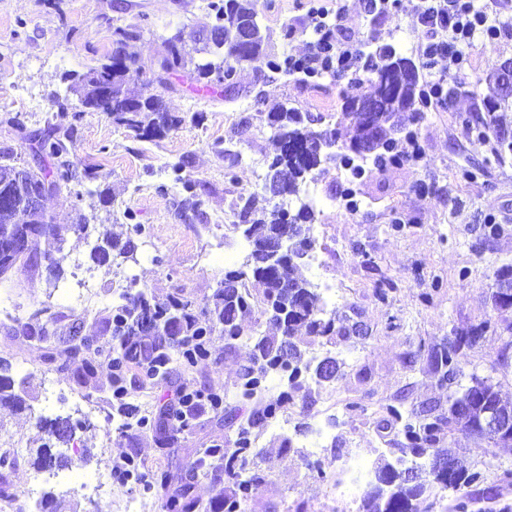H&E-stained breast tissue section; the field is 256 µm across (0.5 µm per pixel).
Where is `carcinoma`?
Instances as JSON below:
<instances>
[{"label": "carcinoma", "mask_w": 512, "mask_h": 512, "mask_svg": "<svg viewBox=\"0 0 512 512\" xmlns=\"http://www.w3.org/2000/svg\"><path fill=\"white\" fill-rule=\"evenodd\" d=\"M224 40L204 42L189 53L178 45V38L166 39V53L157 60L160 72L168 74L183 68L206 79L212 75L221 79L233 72L225 64V57L235 56V62L242 64L259 55L266 46V35L261 31L254 0H224ZM356 52L362 65L353 73L354 81L363 86L374 87L371 94L362 93L346 101L336 124L346 125L349 139L336 146V153L326 154L327 143L337 139L336 129L326 126L317 130L310 127V119L294 108L279 107L267 115V124L273 130L275 150L268 165L266 181L277 183V187L288 191V197L280 200L262 217L253 218L255 200H245L239 218L246 228L243 231L248 253L238 267L224 273L214 296L212 307L199 317L192 313L189 303L171 297L164 301L155 300L146 289L136 292L125 291L119 295V303L112 307L102 319L103 332L109 341L100 343L93 336L83 335V326L76 318L61 325L53 320L38 334V339L52 344L60 341L64 348L58 355L65 360L82 357L77 370L78 379L89 382L96 375L97 360L102 359L109 368L108 389L116 395H124L126 372L132 365L140 368L149 379L167 378L169 365L179 363L192 367L209 354L207 336L214 328L224 331L228 345L250 347V365L247 366L236 385L233 398L238 402L257 399L266 390L267 377L274 373L279 376L280 390L277 396L255 410L240 426L232 448L195 449L196 458L190 463L188 476L207 477L216 469L235 484L233 492L224 495V510L213 512H241L242 504L258 487L261 477L247 471L246 462L254 448L250 430L268 425L276 419L278 412L295 399L301 383L312 379L317 383L336 379L340 363L327 356L312 364L300 363V352L292 341L296 330L307 329L313 336H328L335 332V317L328 313L326 305L313 285L306 279L294 276L297 257L292 255L280 262H268L267 250L274 241L288 244L310 239L309 223L314 219V206L299 196L300 185L312 180L321 172L327 158H336L351 170L357 179L365 173V164L376 168L399 166L403 158L393 153L396 139L383 135L377 141L369 140L367 123L376 127L386 126L393 130L400 112H416L421 101L419 74L415 63L408 57L397 54L389 45L370 50V44L361 42ZM130 74L103 64L90 69L80 76L73 90L84 97L86 105L100 109V93L104 86L112 85L122 95V104L112 108L109 115L112 122L132 131L139 138L162 135L177 126L181 119L168 112L162 98L128 96L123 86ZM488 94L482 99V107L474 110L470 119L475 130L484 137L494 139L495 151L503 156L512 153V148L503 144L500 130L506 128L504 116L499 110L512 104V95L501 94L498 86L486 79ZM72 133L60 132L47 124L38 142V149L52 159L48 166L35 171L28 169L24 178L16 172L23 168L17 163L13 150L0 152V281L11 278L13 265L19 256L16 246L27 245L34 252L35 260L26 265L34 273L45 269L46 281L57 284L61 280L62 263L65 256L55 257L40 251L43 238L61 239L62 227L46 218L42 209L30 203L31 187L44 183L49 190L56 191L61 184L92 179L93 172L78 170L70 157L67 143ZM298 147L295 155L284 154L285 144ZM101 244L94 248V258L101 264L118 255L127 260L136 256V246L128 239L121 242L104 229L99 232ZM254 279L263 284L262 297L254 298L248 282ZM269 316L281 330V339L245 334L240 314L254 309ZM473 343L470 336L456 333L436 355L437 368L443 370L442 378L458 375L457 355L459 350ZM477 387L466 396L468 418L462 419L449 409L444 415L417 412L403 405H387L385 411L389 420L397 427V433L417 455L428 456V464L417 466V474L409 478L403 470V461L385 463L374 470L373 479L363 498V512H429L427 492L434 485L443 490H458L462 487L478 486L483 475L470 471L452 449L445 446L447 436L455 431H467L483 436L494 444H512V434L485 436L479 430L478 418L482 410L500 404H512L502 400L496 386L486 380L475 378ZM200 394L185 391L178 406L168 413H160L155 425L158 442L169 446L177 441V434L189 426V420L198 413ZM0 404L22 405V399L14 392L13 380L0 375ZM39 429L59 440L72 438L74 426L70 418L57 417L41 419ZM451 454L452 473L437 467L436 459L441 454ZM159 489L162 491L165 512H196L198 501L192 495L193 486L188 483H173V478L160 475Z\"/></svg>", "instance_id": "1"}]
</instances>
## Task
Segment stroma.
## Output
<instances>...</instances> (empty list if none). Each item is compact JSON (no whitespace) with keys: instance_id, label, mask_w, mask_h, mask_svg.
<instances>
[{"instance_id":"35a3bbf8","label":"stroma","mask_w":512,"mask_h":512,"mask_svg":"<svg viewBox=\"0 0 512 512\" xmlns=\"http://www.w3.org/2000/svg\"><path fill=\"white\" fill-rule=\"evenodd\" d=\"M334 0H256L263 26L271 35L269 50L277 59L306 49L304 36L288 34L300 26L310 7ZM224 0H0V146L20 149L25 165L47 166L33 134L43 129L52 96L65 100L55 124L76 127L71 158L91 167V182L62 185L44 203L47 218L58 224L83 220L89 227L107 225L113 233L133 237L137 259L120 265H99L91 257L93 239L69 232L63 246L53 239L41 251L63 249L66 260L59 287L45 276H18L0 283V307L21 306V322L35 309L50 307L66 319L83 317L84 333L101 336L98 320L125 291L128 278L159 300L181 296L202 313L212 300L231 258H244L243 227L238 212L243 198H267L266 172L245 163L248 155L268 159L272 130L266 115L284 103L329 124L345 98L359 94L348 77L279 76L264 82L267 58L237 67L236 93L223 83L196 80L184 72L157 75L150 68L165 52V40L180 35L192 48L195 35L216 26ZM344 24L356 39H376L396 52L416 58L424 29L411 15L410 0L381 17H365L359 0H344ZM119 27L142 29L125 50L139 65L127 87L156 95L181 117L175 129L154 139H141L116 126L110 115L85 108L70 91L68 75L84 74L108 62ZM512 58V41L478 44L471 70L454 82L477 88V97H458L452 108H431L407 121L397 138L400 152L420 147L423 156L397 168L371 169L358 187L359 208L343 207L347 179L336 162L324 163L310 187L315 219L309 235L314 247L300 262L299 273L315 286H335L337 334L295 340L304 359L335 355L343 366L336 380L305 381L294 403L284 406L278 422L255 432L258 452L248 468L262 482L245 503L244 512H359L364 485L347 486L336 468L338 458L355 452L365 468L412 460L392 426L384 425L386 404L447 411L449 395L461 394L473 378L489 380L512 401V314L497 318L496 331L458 354L454 383L440 379L435 357L448 336L469 330L493 315L490 296L495 274L512 266V156L497 160L493 141L478 136L466 123L488 92L485 78L495 61ZM22 85L41 109L28 112L14 102ZM108 191L102 202L100 191ZM195 197L196 211L181 202ZM141 225L134 235L133 225ZM80 276L94 277L93 313L81 316L74 301L60 291ZM494 316V315H493ZM362 324L365 336L348 334ZM0 361L22 409L0 405V434L18 441L26 454L0 466L14 497L16 512H95L101 493L71 479L74 472L113 471L123 456L139 457L147 473L167 469L184 473L195 449L227 446L252 411L251 406L227 415L203 408L174 448L162 447L153 427H121L117 406L107 389L109 369L96 366L90 383L77 381L71 370L54 360L49 344L18 336L0 327ZM250 362L248 346H229L221 329L209 337V355L194 367L172 366L166 382L143 384L137 369L126 376L131 407L161 409L183 388L233 393ZM82 421L61 453L71 465L37 469L41 445L38 418ZM328 433L318 455L319 470L307 465V442L318 428ZM485 484L498 485L500 468L512 466V446H495L464 433L449 437ZM43 478L50 507L25 498L35 478Z\"/></svg>"}]
</instances>
